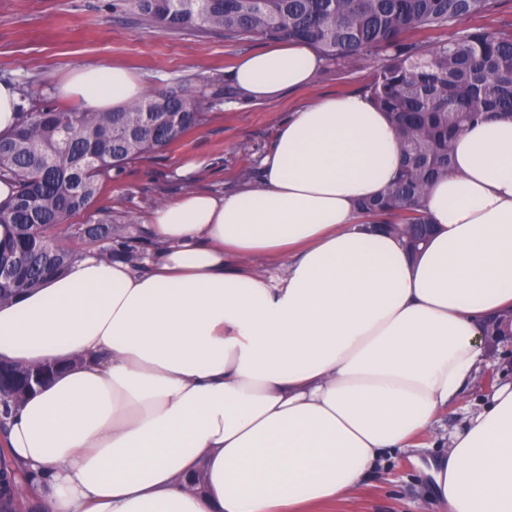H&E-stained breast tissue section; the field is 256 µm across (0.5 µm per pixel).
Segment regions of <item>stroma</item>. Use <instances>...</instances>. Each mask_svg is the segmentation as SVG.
I'll list each match as a JSON object with an SVG mask.
<instances>
[{
	"label": "stroma",
	"instance_id": "1",
	"mask_svg": "<svg viewBox=\"0 0 512 512\" xmlns=\"http://www.w3.org/2000/svg\"><path fill=\"white\" fill-rule=\"evenodd\" d=\"M115 0H0V82L17 86L22 111L56 103L55 76L78 66L120 63L141 78L143 98L165 87L202 91L210 118L166 150L113 172L91 214L72 216L75 224L110 223L125 249L141 259L154 244L143 224L157 204L189 188L227 191L243 170L256 169L282 121L297 107L328 94L361 92L379 64L370 56L354 67L326 63L299 91L260 105L237 106L229 94L235 62L264 45L263 37L227 41L220 35L170 32L135 22L114 7ZM200 164L191 179L180 178L185 159ZM486 394L471 386L442 410L435 435L404 452L398 462L369 475L358 495L326 505L325 512H438L436 490L424 468L446 453L442 443L479 413Z\"/></svg>",
	"mask_w": 512,
	"mask_h": 512
}]
</instances>
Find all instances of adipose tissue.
<instances>
[{"mask_svg": "<svg viewBox=\"0 0 512 512\" xmlns=\"http://www.w3.org/2000/svg\"><path fill=\"white\" fill-rule=\"evenodd\" d=\"M321 64L286 41L231 79L248 105L305 87ZM54 88L94 111L142 95L112 64ZM401 163L367 96H322L290 112L254 182L154 207L162 249L145 270L90 252L0 305V361L62 368L0 440L49 512H321L432 433L485 366L486 321L512 315V121L457 137L414 257L357 210ZM281 256L282 276L250 267ZM431 475L441 512H512V382Z\"/></svg>", "mask_w": 512, "mask_h": 512, "instance_id": "ef3b65f1", "label": "adipose tissue"}]
</instances>
